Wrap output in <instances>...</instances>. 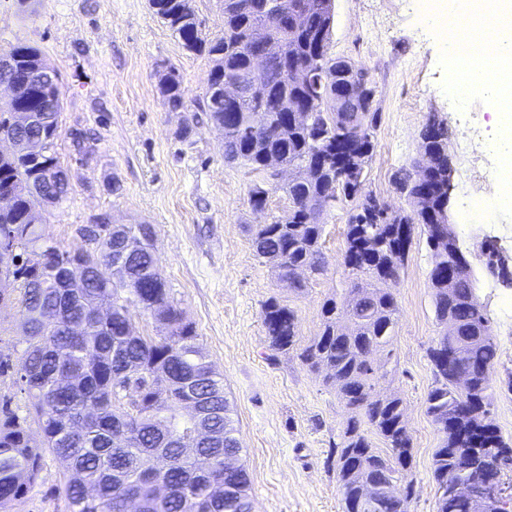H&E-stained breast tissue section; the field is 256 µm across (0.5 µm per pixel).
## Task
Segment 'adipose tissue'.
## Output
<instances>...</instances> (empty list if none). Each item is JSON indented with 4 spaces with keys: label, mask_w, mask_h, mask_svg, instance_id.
Returning a JSON list of instances; mask_svg holds the SVG:
<instances>
[{
    "label": "adipose tissue",
    "mask_w": 512,
    "mask_h": 512,
    "mask_svg": "<svg viewBox=\"0 0 512 512\" xmlns=\"http://www.w3.org/2000/svg\"><path fill=\"white\" fill-rule=\"evenodd\" d=\"M430 20L436 25L465 21L474 34L494 41L495 57L488 60L471 55L465 39L449 38L454 73L451 86L487 92L495 126L504 135L501 145L512 147V140L506 137L512 131V0H439Z\"/></svg>",
    "instance_id": "1"
}]
</instances>
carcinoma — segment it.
I'll list each match as a JSON object with an SVG mask.
<instances>
[{"label": "carcinoma", "instance_id": "cac0c4a2", "mask_svg": "<svg viewBox=\"0 0 512 512\" xmlns=\"http://www.w3.org/2000/svg\"><path fill=\"white\" fill-rule=\"evenodd\" d=\"M268 2L222 0L224 32L210 39L186 0H149L153 13L187 51L213 61L198 108L224 131V158L263 175L249 191L252 206L264 208L269 192L278 188L291 201L288 219L257 225L251 243L293 293L304 294L307 282L293 277L290 268L322 271L324 214L339 201L354 203L344 262L355 280L340 297L324 302L322 330L305 345L295 311L275 298L267 300L262 322L269 348L285 355L295 352L310 368L326 369V382L351 413L336 447L345 512H407L408 500L384 491L367 511L359 502L367 483H388L412 458L403 402L376 392L384 366L371 362L370 354L390 343L398 313L395 287L411 243V222L423 226L433 256L429 281L436 320L444 326L449 317L457 324L456 338L444 330L436 342L462 346L457 360L429 356L434 385L426 396V411L441 433L433 454L436 512H470L468 503L450 496L449 483L469 480L478 488L498 483L512 473V455L497 456L491 449L512 444L493 420L462 413L465 402L476 410L492 405L485 369L497 361L498 346L494 337L484 335L492 325L480 306L476 280L458 278L451 289L445 282L448 266L463 255L458 239L437 236L436 224L448 215V131L434 119L422 130V144L435 154L430 213L403 224L375 222L366 207L373 194L337 179L342 131H369L360 154L361 163L368 165L379 107L375 100L369 110L362 107V92L376 96L367 70L350 60L339 62L331 53L333 0H307L299 16L278 14L266 8ZM259 27L290 52L267 51L266 43L254 38ZM262 53L267 54L265 78L254 87L251 61ZM6 56L12 65L0 78L12 83L16 93L0 101V139L40 137L46 145L43 163L58 182L52 190L44 189L42 169L26 154L0 157V195L13 196L11 209L0 212V239L15 246L17 287L9 300L21 308L29 341L16 362L0 350V376L15 375L14 383L28 398L22 416L11 397H0V512H12L14 502L37 485L48 454L64 464L53 494L64 499L69 512H254L224 377L209 361L194 324L170 300L156 270L151 226H111L99 215L94 220L100 225L99 242L90 251L63 248L43 238L31 223L34 209L60 204L69 194L68 173L55 150L61 89L42 81L48 66L38 50L17 45ZM296 65L313 70L315 80L295 81L290 70ZM158 89L170 111L186 110L174 67L160 74ZM292 106L307 109L310 122L297 121L289 111ZM16 112H30L38 121L21 132L11 122ZM271 157L294 171L282 187L266 177ZM396 182L409 200L421 191L409 169H400ZM44 246V261L31 263L29 251ZM120 246L134 253L114 269L112 254ZM70 273L94 274L96 280L77 293L68 288ZM133 307L149 313L166 334L137 332L130 317ZM458 369L470 375L466 401L451 380ZM189 400L219 436L201 438L186 453L180 441L196 432L195 417L183 414ZM32 423L42 435L39 446L31 444ZM370 431L384 439L386 453L372 448Z\"/></svg>", "mask_w": 512, "mask_h": 512}]
</instances>
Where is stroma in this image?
Instances as JSON below:
<instances>
[{
  "label": "stroma",
  "instance_id": "stroma-1",
  "mask_svg": "<svg viewBox=\"0 0 512 512\" xmlns=\"http://www.w3.org/2000/svg\"><path fill=\"white\" fill-rule=\"evenodd\" d=\"M425 0H334L331 52L366 68L377 87L381 119L365 189L401 216L412 206L397 191L394 174L422 156L421 131L429 116L456 143L467 101L488 141H495L491 103L481 92L450 93L452 70L444 41L427 19ZM16 44L39 50L60 81L62 112L56 152L71 191L64 202L41 207L38 229L71 248L94 217L114 224H148L161 277L171 298L192 322L235 407L242 462L251 478L255 512H343L336 475V446L348 413L321 374L295 354L269 350L262 306L269 298L293 308L302 340L322 329L321 306L349 287L343 263L352 209L340 203L325 214L324 271L297 296L256 256L248 226L285 219L284 191L270 193L254 209L249 190L258 174L224 159V134L197 107L212 61L185 50L150 10L148 0H0V51ZM177 68L187 111H169L157 88L163 65ZM469 110V111H470ZM189 136H182V127ZM85 151H77L74 132ZM477 154L453 155L448 214L473 269L478 295L499 347L490 377L492 418L512 440V319L502 313L512 286L492 275L479 246L507 245L512 204L462 216L458 187L496 162ZM432 252L422 226H414L396 286L399 315L392 338V370L378 381L384 395L402 399L413 439L412 461L403 473L411 486L410 512H436L433 453L441 435L426 412L434 383L427 349L442 331L428 278ZM61 467L46 456L37 485L14 512H67L51 495Z\"/></svg>",
  "mask_w": 512,
  "mask_h": 512
}]
</instances>
